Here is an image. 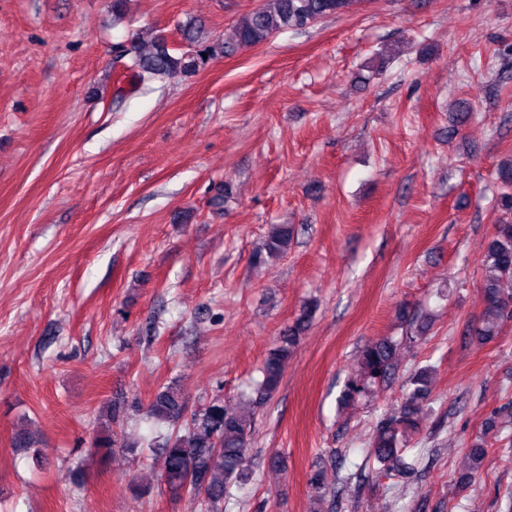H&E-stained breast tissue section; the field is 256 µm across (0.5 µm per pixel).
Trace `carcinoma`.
I'll list each match as a JSON object with an SVG mask.
<instances>
[{
	"label": "carcinoma",
	"instance_id": "carcinoma-1",
	"mask_svg": "<svg viewBox=\"0 0 512 512\" xmlns=\"http://www.w3.org/2000/svg\"><path fill=\"white\" fill-rule=\"evenodd\" d=\"M352 0H265V4L245 15L235 28L232 41L207 42L198 31L181 29V47L170 46L155 31L145 29L133 38L127 69L138 85H150L177 75H193L221 56L231 55L241 46H257L283 30H304L320 20L344 14ZM502 186L499 207L512 215V166L498 170ZM295 237L289 224H274L255 253L259 263L288 253ZM484 313L473 326L472 334L488 342L501 332L504 323L512 321V221L497 225L488 240L483 257ZM314 313L308 304L292 325L279 334L261 368V380L253 396L238 403L214 397L201 408L187 411V397L175 383L162 388L145 407V414L155 424L171 429L162 437L159 447L163 463L160 486L173 495L187 490V477L194 473L201 489L194 492L205 512H223L224 495L229 485L242 480L248 467L251 415L258 404L271 398L280 388L288 360L295 353L301 335L307 330ZM397 344L379 339L365 345L359 353L358 369L346 380L340 395L343 403L370 393L371 388L385 382L395 367ZM432 370L422 369L409 379L400 405L380 421L370 456L388 472L408 467L402 448L405 439L418 429L419 406L431 395ZM136 456L135 442H117L99 435L93 442V453L102 459L112 457L114 448ZM486 454L484 439L474 438L467 449L468 468L458 473L456 485L467 488L478 478L480 464ZM314 503L310 512H333L335 489L325 481V472L318 470L310 478Z\"/></svg>",
	"mask_w": 512,
	"mask_h": 512
}]
</instances>
